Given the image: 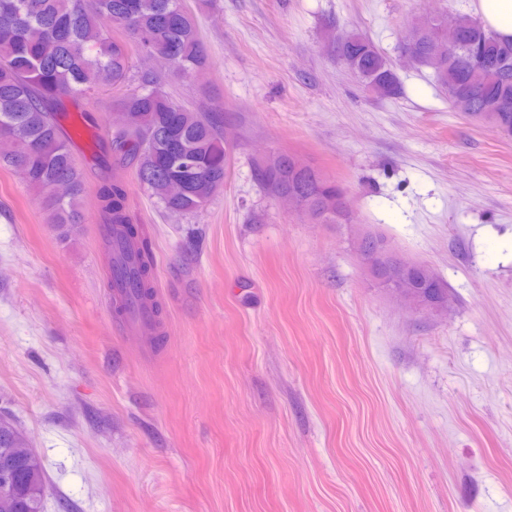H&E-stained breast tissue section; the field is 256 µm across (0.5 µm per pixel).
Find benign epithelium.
<instances>
[{
  "label": "benign epithelium",
  "instance_id": "7a95c632",
  "mask_svg": "<svg viewBox=\"0 0 512 512\" xmlns=\"http://www.w3.org/2000/svg\"><path fill=\"white\" fill-rule=\"evenodd\" d=\"M467 25L464 16L448 17V43L460 42ZM359 253L367 273L396 297L436 315L447 313L444 284L431 268L404 261L383 239L372 235L360 238Z\"/></svg>",
  "mask_w": 512,
  "mask_h": 512
}]
</instances>
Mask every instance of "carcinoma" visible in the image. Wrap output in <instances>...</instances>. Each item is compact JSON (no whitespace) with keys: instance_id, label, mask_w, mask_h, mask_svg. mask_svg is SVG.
<instances>
[{"instance_id":"1","label":"carcinoma","mask_w":512,"mask_h":512,"mask_svg":"<svg viewBox=\"0 0 512 512\" xmlns=\"http://www.w3.org/2000/svg\"><path fill=\"white\" fill-rule=\"evenodd\" d=\"M0 0V165L20 170L29 187L42 197L52 222L67 234L83 219L84 179L62 121L66 102L101 86L121 92L115 104L131 114L126 129L106 130L101 139L103 161L135 169L139 183L168 211L189 213L206 207L223 189L228 153L223 118L189 108L169 96L152 72L132 73V49L164 59L177 73L189 76L207 60L194 17L183 0ZM122 28L124 42L111 35ZM442 22L427 26L409 46L421 65L432 69L448 94V106L473 121L489 120L512 138V40L503 41L478 18L455 46L441 39ZM336 54L362 83L382 84L387 95L399 92L400 81L389 60L364 33L353 32L336 45ZM133 90H124L132 82ZM179 113L177 135L189 169L166 168L155 158L170 137L168 118ZM292 156L281 154L271 165L256 167L257 181L271 182L300 195L321 224H341L331 205L338 184L306 168L297 170ZM179 176L186 182L169 190ZM58 181L70 185L60 198L51 194ZM104 244L112 253L108 286L118 299V314L128 301L152 311L144 330L155 333L162 307L153 285L154 260L143 229L131 221L128 191L121 183L104 184L98 194ZM25 435L9 419L0 427V467L8 463L13 480L0 492V512H43L45 471L40 457L21 454Z\"/></svg>"}]
</instances>
